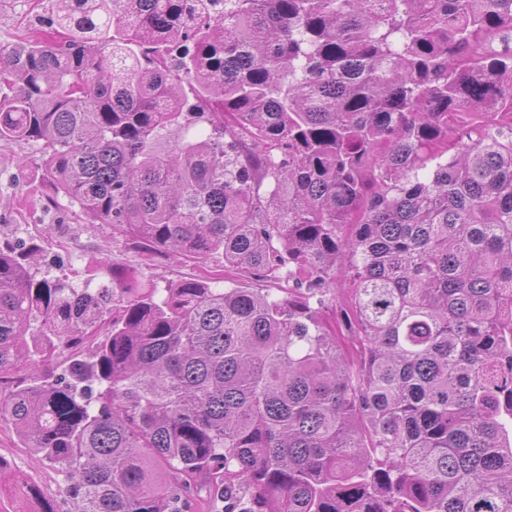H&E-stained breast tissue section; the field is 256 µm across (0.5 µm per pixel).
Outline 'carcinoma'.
<instances>
[{
	"mask_svg": "<svg viewBox=\"0 0 512 512\" xmlns=\"http://www.w3.org/2000/svg\"><path fill=\"white\" fill-rule=\"evenodd\" d=\"M50 8L0 140L149 256L288 283L0 248V423L70 512H512V0Z\"/></svg>",
	"mask_w": 512,
	"mask_h": 512,
	"instance_id": "obj_1",
	"label": "carcinoma"
}]
</instances>
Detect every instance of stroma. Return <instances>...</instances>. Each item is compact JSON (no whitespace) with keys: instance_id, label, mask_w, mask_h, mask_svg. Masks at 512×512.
<instances>
[{"instance_id":"stroma-1","label":"stroma","mask_w":512,"mask_h":512,"mask_svg":"<svg viewBox=\"0 0 512 512\" xmlns=\"http://www.w3.org/2000/svg\"><path fill=\"white\" fill-rule=\"evenodd\" d=\"M47 14V0H0V48L39 34ZM30 245L38 249L41 270L67 276L77 286L88 278L97 286L110 283L116 270L161 286L219 272L211 261L148 260L138 244L113 234L111 225L90 221L67 198L54 196L35 148L0 141V247ZM107 258L113 269L105 268ZM0 457L10 464L0 476V512H29L25 492L30 484L54 501L58 512H69L63 476L37 463L6 424H0Z\"/></svg>"}]
</instances>
